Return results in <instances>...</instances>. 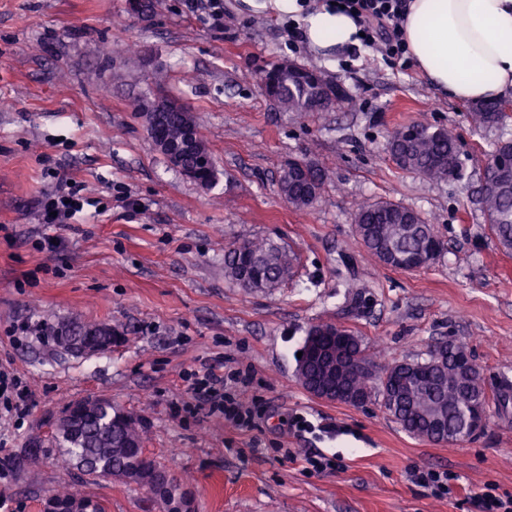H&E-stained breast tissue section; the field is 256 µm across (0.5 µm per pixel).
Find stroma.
<instances>
[{"label": "stroma", "mask_w": 512, "mask_h": 512, "mask_svg": "<svg viewBox=\"0 0 512 512\" xmlns=\"http://www.w3.org/2000/svg\"><path fill=\"white\" fill-rule=\"evenodd\" d=\"M287 21L266 0H224L220 27L195 0H159L144 16L127 0H0V367L34 399L21 428L0 424V496L11 512H43L63 486L105 512H163L147 488L84 475L54 443L58 414L84 398L137 419L149 452L191 487L195 512H478L488 484L512 499V402L491 405L485 429L450 446L406 433L379 396L325 401L295 374L310 326L333 322L377 366L422 361L451 342L470 353L489 395L512 388V251L492 234L480 191L512 116L478 126L470 104L411 63L366 48L312 51L289 40ZM284 60L342 86L346 100L283 110L259 77ZM161 95L190 108L216 161L211 188L152 143L143 114ZM419 122L456 136L457 176L392 161L391 134ZM291 160L327 174L302 210L278 187ZM60 166L91 203L49 229L58 245L41 252L34 243L47 229L33 202ZM385 200L433 224L443 249L430 266L401 271L365 251L355 213ZM256 238L296 262L279 286L247 291L226 275L224 252ZM30 319L105 324L119 340L74 356L14 334ZM217 363L251 375L241 398L263 409L253 428L186 412L184 373ZM311 452L330 467L312 469ZM414 470L447 472L448 495H427Z\"/></svg>", "instance_id": "obj_1"}]
</instances>
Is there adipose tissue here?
<instances>
[{"label": "adipose tissue", "mask_w": 512, "mask_h": 512, "mask_svg": "<svg viewBox=\"0 0 512 512\" xmlns=\"http://www.w3.org/2000/svg\"><path fill=\"white\" fill-rule=\"evenodd\" d=\"M300 18L314 50L358 46L355 20L331 5L273 0ZM415 68L459 101L497 100L512 92V0H412L403 23Z\"/></svg>", "instance_id": "adipose-tissue-1"}]
</instances>
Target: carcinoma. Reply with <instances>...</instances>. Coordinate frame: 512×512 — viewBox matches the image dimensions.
Masks as SVG:
<instances>
[{
	"instance_id": "cac0c4a2",
	"label": "carcinoma",
	"mask_w": 512,
	"mask_h": 512,
	"mask_svg": "<svg viewBox=\"0 0 512 512\" xmlns=\"http://www.w3.org/2000/svg\"><path fill=\"white\" fill-rule=\"evenodd\" d=\"M270 83L264 93L273 96L289 112H318L346 99L344 90L322 79H313L309 69L294 63H279L265 71ZM473 120L482 126H497L506 115L500 102L484 101L471 107ZM191 111L179 104L169 113L165 138L177 141ZM392 161L402 170L416 172L433 179L450 178L459 168L454 134L444 127L415 123L396 130L389 141ZM494 177L482 191L483 210L487 223L499 245L512 249V140H499L489 154ZM179 170L203 188L211 187L217 177L212 152L203 137H197L195 149L184 156ZM325 183V171L312 162L288 164L279 179L282 195L293 207L311 205ZM355 223L369 230L361 240L366 251L381 258V249H392L401 258L415 257L436 239L433 225L419 212L399 202L378 201L361 205ZM293 258L270 240L247 241L224 253V270L233 280L252 285V289L272 288L290 276ZM112 338V333L96 326H74L57 329L51 342L60 349H72L75 344L88 346L100 337ZM419 378L397 385L394 399L383 403L384 408L408 434L433 437L453 443L469 437L468 413L476 406L490 408L478 367L463 373L453 356L441 352L416 361ZM347 385L370 396H383L382 377L354 373ZM73 416L84 421V431L78 438L70 430L59 428L54 435L57 445L67 449L73 459L85 461L84 472L99 476L104 468L112 476L147 488L168 475L169 470L158 458L149 454L142 429L136 420L112 408L107 400L81 399L70 403ZM55 512H104L95 497L68 491L54 493Z\"/></svg>"
}]
</instances>
